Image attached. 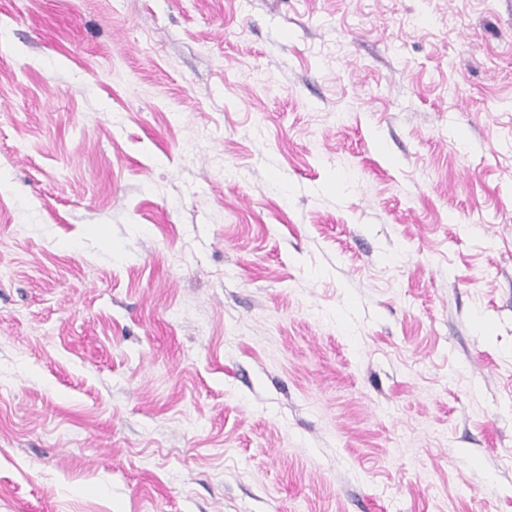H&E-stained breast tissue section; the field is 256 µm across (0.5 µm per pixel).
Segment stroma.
I'll return each instance as SVG.
<instances>
[{
  "mask_svg": "<svg viewBox=\"0 0 512 512\" xmlns=\"http://www.w3.org/2000/svg\"><path fill=\"white\" fill-rule=\"evenodd\" d=\"M0 512H512V0H0Z\"/></svg>",
  "mask_w": 512,
  "mask_h": 512,
  "instance_id": "1",
  "label": "stroma"
}]
</instances>
